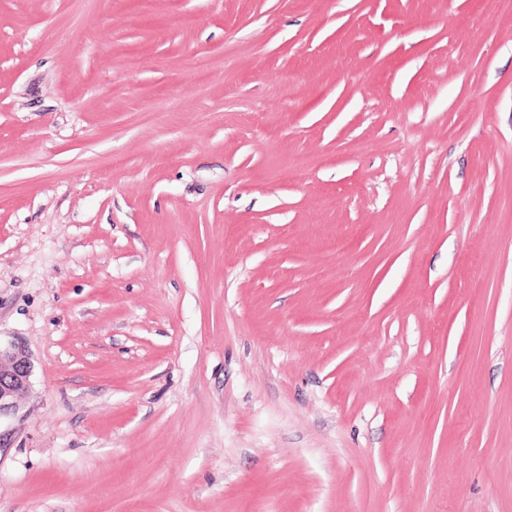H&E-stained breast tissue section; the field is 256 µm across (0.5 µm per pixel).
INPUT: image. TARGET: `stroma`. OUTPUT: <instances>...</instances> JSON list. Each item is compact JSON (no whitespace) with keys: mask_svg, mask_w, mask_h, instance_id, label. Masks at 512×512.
Here are the masks:
<instances>
[{"mask_svg":"<svg viewBox=\"0 0 512 512\" xmlns=\"http://www.w3.org/2000/svg\"><path fill=\"white\" fill-rule=\"evenodd\" d=\"M0 344V512H512V0H0ZM33 372L28 353L20 347L0 344V446L10 440L12 429L2 430V419L19 414V400L30 389Z\"/></svg>","mask_w":512,"mask_h":512,"instance_id":"obj_1","label":"stroma"}]
</instances>
